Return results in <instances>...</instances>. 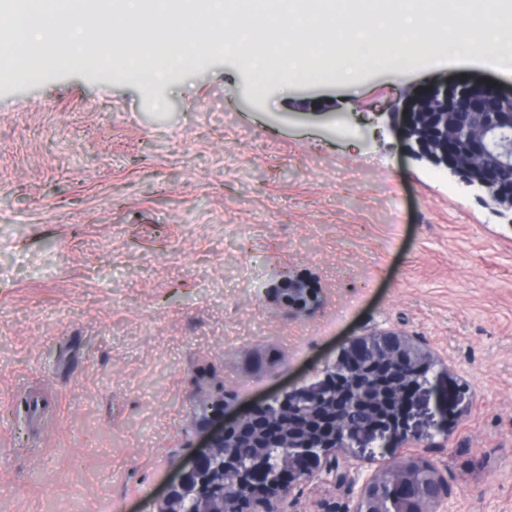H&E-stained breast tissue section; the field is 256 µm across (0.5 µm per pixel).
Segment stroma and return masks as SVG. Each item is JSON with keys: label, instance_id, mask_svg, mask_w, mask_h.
Instances as JSON below:
<instances>
[{"label": "stroma", "instance_id": "35a3bbf8", "mask_svg": "<svg viewBox=\"0 0 512 512\" xmlns=\"http://www.w3.org/2000/svg\"><path fill=\"white\" fill-rule=\"evenodd\" d=\"M80 70L0 65V512H151L205 431L396 330L462 391L447 434L348 459L437 467L453 512H512V212L409 153L404 94L478 77L444 39L413 68L257 87L248 52ZM314 294L305 312L275 287ZM297 484L285 512H345Z\"/></svg>", "mask_w": 512, "mask_h": 512}]
</instances>
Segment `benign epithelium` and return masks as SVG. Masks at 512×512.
<instances>
[{
  "mask_svg": "<svg viewBox=\"0 0 512 512\" xmlns=\"http://www.w3.org/2000/svg\"><path fill=\"white\" fill-rule=\"evenodd\" d=\"M397 117L415 159L512 211V188L499 187L485 168V160L493 156L499 166L512 169V140L507 137L512 131V86L494 87L477 79L440 83L411 95ZM286 291L293 306L306 308L311 299L307 289L290 281ZM431 362L433 357L416 340L386 330L343 346L329 364L331 374L315 386L290 385L229 421L218 419V405H213L191 423L194 429H207L205 450L180 468L154 512H281L283 499L299 479L315 473L338 485L361 482L349 512H388L390 490L407 485L408 476L423 469L425 483L411 512H440L450 497L448 481L437 468H425L420 457L364 477L342 464L382 440L393 445L406 432L423 437L420 418L430 401L440 406L441 391L433 382L422 386L414 378ZM366 403L394 409L371 413V422L361 428L347 426L344 410ZM268 423L277 427L272 440L289 448L275 464L264 448ZM343 432L350 440L343 448L334 447ZM240 488L248 491V501L229 495Z\"/></svg>",
  "mask_w": 512,
  "mask_h": 512,
  "instance_id": "benign-epithelium-1",
  "label": "benign epithelium"
}]
</instances>
